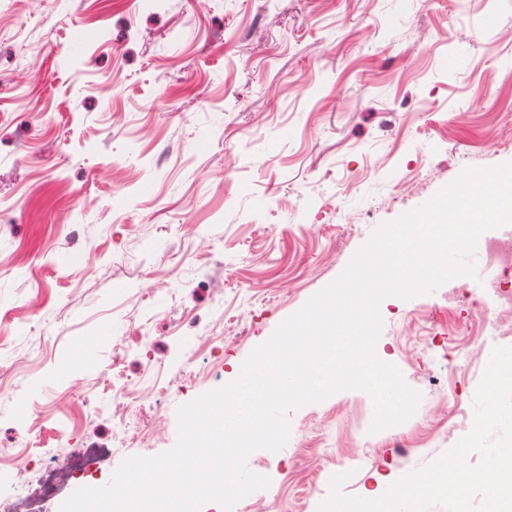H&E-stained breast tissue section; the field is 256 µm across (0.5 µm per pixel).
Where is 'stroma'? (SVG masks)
I'll return each mask as SVG.
<instances>
[{
    "label": "stroma",
    "instance_id": "35a3bbf8",
    "mask_svg": "<svg viewBox=\"0 0 512 512\" xmlns=\"http://www.w3.org/2000/svg\"><path fill=\"white\" fill-rule=\"evenodd\" d=\"M509 162L512 0H0V456L36 449L6 471L21 507L56 512L34 471L58 453L108 449L95 487L172 449L178 408L236 381L379 227ZM447 292L379 308L375 354L417 410L378 432L361 389L289 410L285 447L247 457L269 486L232 512H319L346 461L363 499L466 435L496 343ZM147 365L143 437L117 447L98 380Z\"/></svg>",
    "mask_w": 512,
    "mask_h": 512
}]
</instances>
